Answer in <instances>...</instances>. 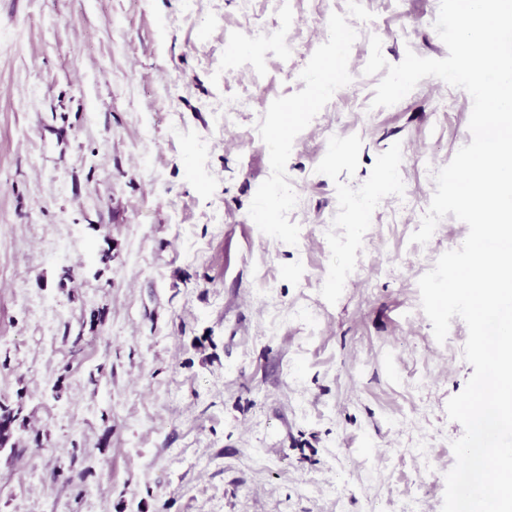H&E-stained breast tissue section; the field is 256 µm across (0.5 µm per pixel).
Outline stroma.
<instances>
[{"label":"stroma","mask_w":512,"mask_h":512,"mask_svg":"<svg viewBox=\"0 0 512 512\" xmlns=\"http://www.w3.org/2000/svg\"><path fill=\"white\" fill-rule=\"evenodd\" d=\"M350 6L292 0L288 61L230 51L280 27L273 0H0V403L26 418L0 512H442L473 368L418 281L468 227L410 237L472 99L427 77L371 105L370 37L445 58L439 0H359L324 83L318 28ZM279 173L293 208L256 192Z\"/></svg>","instance_id":"obj_1"}]
</instances>
